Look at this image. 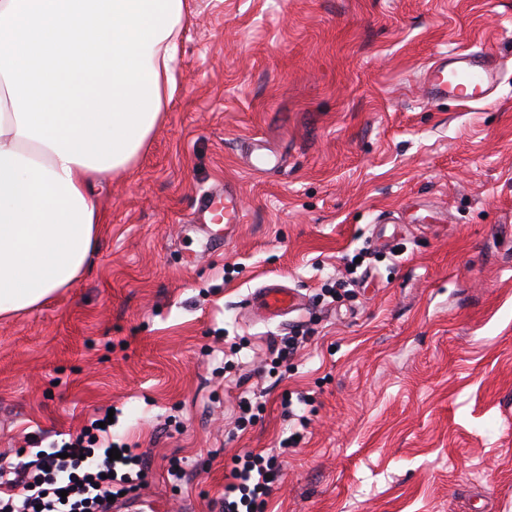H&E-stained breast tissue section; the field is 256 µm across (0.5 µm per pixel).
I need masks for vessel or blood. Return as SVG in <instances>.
Returning <instances> with one entry per match:
<instances>
[{"mask_svg": "<svg viewBox=\"0 0 512 512\" xmlns=\"http://www.w3.org/2000/svg\"><path fill=\"white\" fill-rule=\"evenodd\" d=\"M500 78L499 61L495 53L486 49L463 50L441 55L425 78L426 93L432 100L463 99L473 102L488 101ZM201 214L211 222L223 223V230H206L210 247L224 243V230L232 229L242 220L240 191L233 184L203 191L197 201ZM253 308L268 319L286 316L300 309L299 293L285 287L278 280H267L251 295Z\"/></svg>", "mask_w": 512, "mask_h": 512, "instance_id": "1", "label": "vessel or blood"}]
</instances>
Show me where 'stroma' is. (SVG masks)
I'll list each match as a JSON object with an SVG mask.
<instances>
[{"instance_id":"obj_1","label":"stroma","mask_w":512,"mask_h":512,"mask_svg":"<svg viewBox=\"0 0 512 512\" xmlns=\"http://www.w3.org/2000/svg\"><path fill=\"white\" fill-rule=\"evenodd\" d=\"M477 46L492 100L428 99L434 58ZM257 136L281 167L249 169ZM224 182L244 216L213 251L196 196ZM98 208L84 275L0 322V455L112 407L155 512H219L285 438L262 512H512V0H189L177 90ZM271 278L301 310L247 309Z\"/></svg>"}]
</instances>
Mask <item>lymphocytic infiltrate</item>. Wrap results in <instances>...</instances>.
<instances>
[{
  "mask_svg": "<svg viewBox=\"0 0 512 512\" xmlns=\"http://www.w3.org/2000/svg\"><path fill=\"white\" fill-rule=\"evenodd\" d=\"M108 429L91 422L75 440L33 453L31 459L0 457V512H111L113 497L136 490L143 460L113 447ZM278 473L273 457L239 461L224 487V512H261Z\"/></svg>",
  "mask_w": 512,
  "mask_h": 512,
  "instance_id": "f902f5d3",
  "label": "lymphocytic infiltrate"
}]
</instances>
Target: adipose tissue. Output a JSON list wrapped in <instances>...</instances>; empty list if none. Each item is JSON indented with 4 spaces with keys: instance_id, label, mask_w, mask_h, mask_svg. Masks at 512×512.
<instances>
[{
    "instance_id": "adipose-tissue-1",
    "label": "adipose tissue",
    "mask_w": 512,
    "mask_h": 512,
    "mask_svg": "<svg viewBox=\"0 0 512 512\" xmlns=\"http://www.w3.org/2000/svg\"><path fill=\"white\" fill-rule=\"evenodd\" d=\"M186 0H0V319L70 287L172 99Z\"/></svg>"
}]
</instances>
